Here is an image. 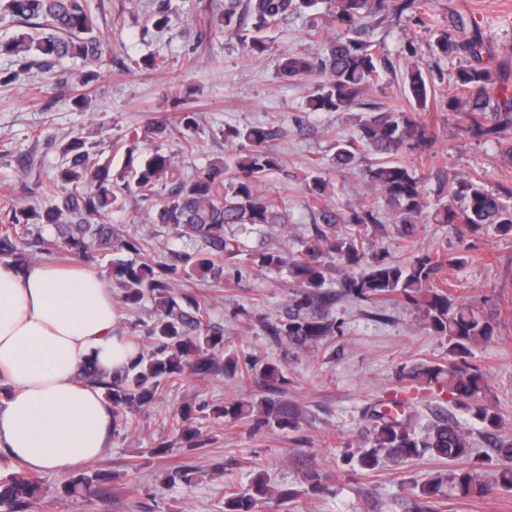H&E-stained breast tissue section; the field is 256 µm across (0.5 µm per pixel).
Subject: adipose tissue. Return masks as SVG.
I'll return each instance as SVG.
<instances>
[{
    "instance_id": "obj_1",
    "label": "adipose tissue",
    "mask_w": 512,
    "mask_h": 512,
    "mask_svg": "<svg viewBox=\"0 0 512 512\" xmlns=\"http://www.w3.org/2000/svg\"><path fill=\"white\" fill-rule=\"evenodd\" d=\"M110 287L85 267L0 263V452L33 473L66 474L112 445V402L81 381L135 349Z\"/></svg>"
}]
</instances>
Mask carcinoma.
I'll list each match as a JSON object with an SVG mask.
<instances>
[{
  "instance_id": "carcinoma-1",
  "label": "carcinoma",
  "mask_w": 512,
  "mask_h": 512,
  "mask_svg": "<svg viewBox=\"0 0 512 512\" xmlns=\"http://www.w3.org/2000/svg\"><path fill=\"white\" fill-rule=\"evenodd\" d=\"M321 2L327 3V24L336 30V36L315 54L284 53L280 70L289 79L312 74L321 77L309 101L312 112L368 109L366 115L358 117L352 137L336 138L330 165L349 169L357 166L359 159L371 157L364 175L395 212L398 237L411 246L416 242L418 219L426 203L417 167L403 157H421L436 143L430 128L417 117V111L427 106L434 73L422 71L416 60L418 50L410 44L406 48V101L379 106L365 102V96L380 86L391 65L363 21L384 14L401 17L410 12L417 16V0H247L243 14L237 12V0H230L221 21L225 33L237 36L251 54L260 55L268 48V31L281 18L313 10ZM0 12L28 27V31L0 44V54L13 57L21 67L37 59L45 72L63 58H77L91 66L84 72L81 86L96 80L92 66L102 57L104 46L87 0H0ZM466 27L459 19L454 29L441 30L435 37L439 56L465 53L474 59L458 68L445 105L456 114L465 134L493 141L501 159L512 164V101L502 102L493 93L498 73L482 64L483 44L475 37H465ZM277 136L278 131L262 125L225 126L224 140L243 150L234 160V172L227 181L224 164L185 176L173 156L160 149L138 160L128 155L125 167L114 174L112 161L90 155L82 138L73 137L63 147L65 166L47 188L48 203L39 209L11 206L4 213L0 262L24 268L31 258L53 254L44 239L20 235V224L54 227L58 234L55 246L84 260L105 249L139 256L137 261L119 259L112 263V287L119 289V301L130 309L147 296L154 301L158 314L144 332L153 346L139 351L115 374L94 367L80 374L82 380L101 386L111 398L113 433L127 428L129 415L148 409L164 385L176 383L188 371L224 373L242 384L258 375L266 391L259 402V423L280 429L295 427V413L281 399V384L286 381L282 364L224 354V330L211 324L196 296L178 290L179 280L195 276L219 284L224 280V266L241 260L261 271L287 270L294 292L285 310L258 318V326L263 335L295 349H311L341 334L340 325L329 314L338 296L375 305L397 301L417 308L429 334L448 337L449 358L446 364H416L407 377L447 388L454 403L486 431L500 430L503 418L488 400L486 376L467 362L472 348L495 335V323L473 304L434 286L444 266L466 262L465 254L429 250L403 264L374 252L368 229L374 230L381 223L379 208L367 199H359L342 211L324 204L328 182L319 163L310 165L304 177L313 201V234L299 239L298 249L292 253L269 247L247 248L242 234L287 223L282 204L262 190L265 178L282 169L281 159L268 147ZM167 183L170 188L156 204L152 223L166 226L174 239L191 243L187 249L171 252V261L151 258L148 236H131L96 222L102 212L119 207L121 191L133 188L142 199L151 200ZM58 187L64 189L60 197L56 195ZM435 220L461 236L488 226L512 236V189L490 190L479 176L459 181L452 189L451 201L437 210ZM338 224L347 225V230L336 233ZM326 255L341 266L337 292L329 287ZM248 407L237 400L225 404L222 414L240 421L248 418ZM199 411L203 408L188 404L173 416L187 441L198 436L193 422ZM370 418L371 440L358 457L360 468L372 471L385 459L407 460L426 453L450 464L418 487L416 512H433V504L440 498L480 497L491 490L484 480V462L474 455L469 432L459 422L444 417L419 430L411 413L394 412L390 407L373 410ZM494 451L503 461L494 485L512 489V439L495 440ZM103 480L105 476L99 473L80 476L68 483L66 492L75 495ZM40 491L38 481L27 475L0 482V512H29ZM292 496L286 490L276 492L260 473L248 491L224 496V512H261V505L269 500L286 501Z\"/></svg>"
}]
</instances>
